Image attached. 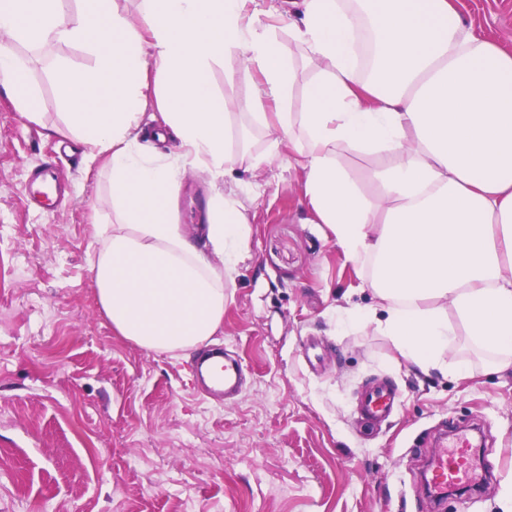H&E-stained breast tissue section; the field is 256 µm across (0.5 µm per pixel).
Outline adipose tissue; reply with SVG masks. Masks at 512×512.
Listing matches in <instances>:
<instances>
[{"label": "adipose tissue", "instance_id": "ef3b65f1", "mask_svg": "<svg viewBox=\"0 0 512 512\" xmlns=\"http://www.w3.org/2000/svg\"><path fill=\"white\" fill-rule=\"evenodd\" d=\"M255 0H0V88L41 122L22 50L78 47L58 57L53 88L72 135L103 158L112 221L94 224L90 261L113 331L155 353L198 350L224 326V281L250 257L249 203L224 164L235 144L233 101L216 94L218 58L258 74L250 118L298 155L320 223L352 261L372 260L379 309L359 312L422 372L447 373L444 353L464 328L512 365V51L467 25L461 0H297L288 30L314 76L303 111L283 112L293 63L261 24ZM159 87L147 97L150 76ZM158 138L141 142L148 110ZM374 152L377 203L361 194L344 152ZM223 181L199 237L176 202L188 171Z\"/></svg>", "mask_w": 512, "mask_h": 512}]
</instances>
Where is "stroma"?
<instances>
[{"instance_id": "1", "label": "stroma", "mask_w": 512, "mask_h": 512, "mask_svg": "<svg viewBox=\"0 0 512 512\" xmlns=\"http://www.w3.org/2000/svg\"><path fill=\"white\" fill-rule=\"evenodd\" d=\"M463 17L512 50V0H463ZM275 33L294 66L283 109L300 111L313 76L307 50ZM43 118L31 123L0 89V512H502L512 462V369L458 334L445 355L465 380L415 369L354 311L377 306L369 261L349 260L304 193L296 156L251 168L269 140L228 171L248 186L250 258L226 281L213 345L251 375L233 401L206 395L195 352L154 353L116 336L89 266L92 215L112 219L107 174L64 122L44 55L29 54ZM218 94L248 101L242 59L217 61ZM57 163L61 203L24 190ZM213 188L189 172L179 221L203 223ZM397 386L398 406L373 432L357 421L363 390ZM454 428L481 438L487 475L435 499L422 486L432 445Z\"/></svg>"}]
</instances>
